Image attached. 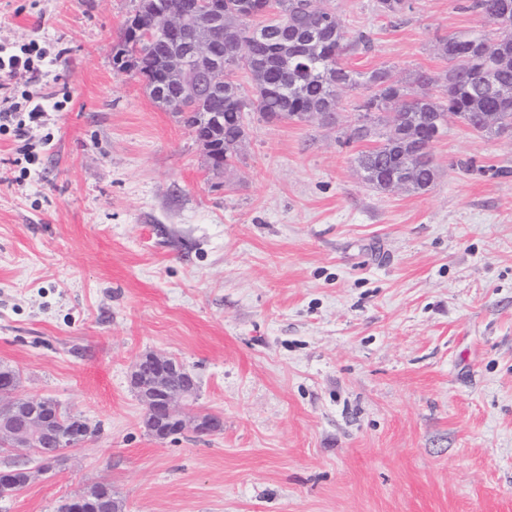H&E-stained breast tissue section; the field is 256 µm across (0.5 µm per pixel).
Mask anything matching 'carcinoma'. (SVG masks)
Listing matches in <instances>:
<instances>
[{
    "instance_id": "1",
    "label": "carcinoma",
    "mask_w": 512,
    "mask_h": 512,
    "mask_svg": "<svg viewBox=\"0 0 512 512\" xmlns=\"http://www.w3.org/2000/svg\"><path fill=\"white\" fill-rule=\"evenodd\" d=\"M177 10L182 0H139L135 14L125 25L113 64L120 72L133 71L145 80L163 75L161 47L145 40L140 14L152 13L157 5ZM465 10L476 12L489 24L491 16L500 35L494 39L482 31L449 34L438 40L437 53L448 60L443 74L421 71L411 82L397 79L390 67L370 72L349 68L343 56L353 39L336 12L325 8L318 14L305 9V0H268L270 18L255 22L244 17L240 40L252 57L247 69L253 77V95L242 93L233 79V68H224V102L204 106L186 103L182 122L188 127H211L210 113L223 114L224 127L217 130L214 148L218 160L228 167L238 158L246 140L249 113L269 121H298L305 112H325L338 107L347 91H362L357 110L366 124L343 133V143L371 142L356 161L363 180L378 190L401 177L409 149L400 134L419 135L417 166L412 190L424 191L435 181L437 170L432 146L456 120L488 137L512 132V107L501 104L497 87L512 85V0H467ZM483 39L486 52H475L466 63L448 53V45L464 46L474 37ZM485 112L499 114V125L488 132L480 126Z\"/></svg>"
}]
</instances>
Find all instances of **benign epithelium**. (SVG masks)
<instances>
[{
	"label": "benign epithelium",
	"instance_id": "1",
	"mask_svg": "<svg viewBox=\"0 0 512 512\" xmlns=\"http://www.w3.org/2000/svg\"><path fill=\"white\" fill-rule=\"evenodd\" d=\"M241 16L224 10V0H185L180 13L161 11L149 36L168 47L165 76L152 87L154 94L174 111L182 108L184 95L191 93L201 100L224 99L222 83L215 78L220 64L238 61L237 44L226 47L220 57L214 45L224 36L240 28ZM131 376L146 383L139 398L148 417L159 426L175 425L157 437L164 442L187 432L199 437L220 435L224 431L223 416L197 410L186 418L182 411L192 406L196 396L195 377L177 360L159 353L138 357L131 367ZM18 374L0 370V400L9 401L0 410V443L9 448H32L40 459L37 468L25 470L27 482L54 469L57 458L72 448L83 445L89 438L85 427L74 429L60 415L49 414L41 398L17 397ZM95 500V490L84 489L68 500L71 512H85Z\"/></svg>",
	"mask_w": 512,
	"mask_h": 512
}]
</instances>
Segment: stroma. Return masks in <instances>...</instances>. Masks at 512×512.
<instances>
[{
    "mask_svg": "<svg viewBox=\"0 0 512 512\" xmlns=\"http://www.w3.org/2000/svg\"><path fill=\"white\" fill-rule=\"evenodd\" d=\"M138 2L0 0V46L57 56L10 93L65 104L0 131V366L102 427L0 512L101 482L125 512H512V137L450 124L427 190L380 191L320 117L253 114L211 169L113 65ZM411 3L330 0L369 39L348 66L440 73L437 40L483 27ZM151 351L221 435L143 431L129 371Z\"/></svg>",
    "mask_w": 512,
    "mask_h": 512,
    "instance_id": "stroma-1",
    "label": "stroma"
}]
</instances>
